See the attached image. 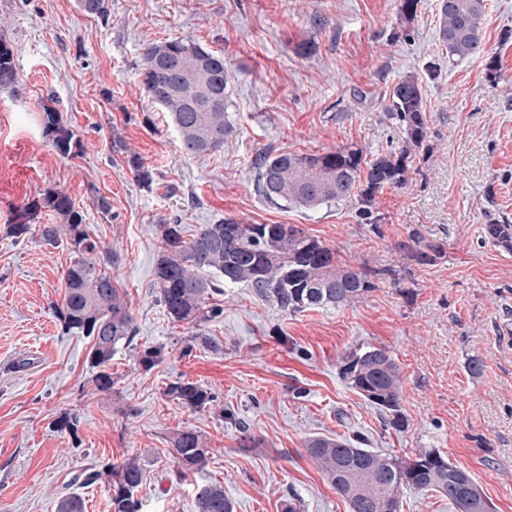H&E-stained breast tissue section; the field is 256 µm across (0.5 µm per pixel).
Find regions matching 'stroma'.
<instances>
[{
    "instance_id": "35a3bbf8",
    "label": "stroma",
    "mask_w": 512,
    "mask_h": 512,
    "mask_svg": "<svg viewBox=\"0 0 512 512\" xmlns=\"http://www.w3.org/2000/svg\"><path fill=\"white\" fill-rule=\"evenodd\" d=\"M110 17L77 0H0V36L15 50L18 93L0 92V512H54L77 492L85 512H110L107 484L74 475L138 455L145 512H195L197 487L220 483L234 512H349L306 452L310 438L360 437L402 458L435 449L469 472L494 512H512V250L484 236L488 216L512 220V0H487L485 52L449 63L438 40V0H421L402 35L398 0H109ZM193 38L223 54L233 132L220 151L186 155L169 115L145 99L144 48ZM315 41L304 57L298 46ZM495 70H488V60ZM442 69L426 78L428 62ZM424 79L429 138L409 160L405 187L378 194L381 221L361 223L356 200L308 210L256 191L267 151L322 154L398 147L386 116L394 82ZM81 139L74 157L43 133L42 105ZM154 175L143 187L129 154ZM65 191L91 239L111 247V273L138 332L118 346L111 395L93 394L89 338L65 333L53 307L73 257L66 246L14 242L15 206ZM109 212H101L97 198ZM231 217L293 224L329 246L340 264L371 271L372 291L334 307L290 313L242 285L215 295L224 312L203 324L220 350L185 353L187 328L157 300L159 227ZM437 246L427 265L403 243ZM385 347L401 367L405 426L341 375L362 344ZM163 351L144 369L139 353ZM480 374L468 370L470 360ZM184 378L211 389L203 411L164 394ZM77 418L76 431L59 417ZM212 448L206 469L174 475L167 448L181 428Z\"/></svg>"
}]
</instances>
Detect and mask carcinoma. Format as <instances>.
<instances>
[{"mask_svg": "<svg viewBox=\"0 0 512 512\" xmlns=\"http://www.w3.org/2000/svg\"><path fill=\"white\" fill-rule=\"evenodd\" d=\"M420 0H399L398 16L410 30ZM486 0H439V41L452 60H464L482 52V23ZM0 91L18 92L20 77L11 44L0 38ZM141 87L144 97L169 112L180 147L190 156L213 153L224 147L232 133L227 116L228 76L224 56L191 39L174 38L148 45L143 52ZM387 115L399 133L398 149L362 161L359 148L344 147L323 154L266 152L260 158L258 191L270 203L314 209L356 196L358 216L365 224L380 223L374 214L377 194L384 188L408 183V160L429 138L427 100L418 78H400L389 91ZM44 134L63 156H76L80 141L67 128L56 108L42 107ZM130 172L143 186L153 183V172L135 153L127 159ZM50 211L60 224H42ZM72 199L62 190L49 189L43 196L24 201L13 211L7 234L21 241L39 238L46 246L66 244L74 254L64 273L65 293L54 306L63 330L91 338L88 362L96 369L92 378L97 394L112 393V354L136 335L133 316L125 306L121 289L108 272L115 262L112 252L91 239ZM155 256L159 301L174 323L195 328L223 312L210 303L219 287L200 277L213 270L226 284H243L260 298L281 309L299 313L329 305L341 306L372 290L369 275L341 266L336 253L307 236L294 224H243L224 218L202 224L191 239H184L180 224L159 226ZM487 239L512 249V224L489 218ZM343 378L367 401L390 414L389 425L404 426L401 403L402 372L383 347L368 344L350 353ZM164 394L192 411L212 406L216 396L203 385L179 379ZM307 453L349 504L350 512H401L407 490L434 491L448 498L454 512H493L470 474L434 449H423L403 459L356 446L352 440L313 438ZM167 452L178 475L205 470L212 449L198 431L184 427L173 434ZM145 469L141 458L129 456L98 469L89 466L77 477L79 484H94L103 477L111 483L112 512H143L140 488ZM83 498L74 492L57 499L56 512H84ZM196 512H233L224 486L211 483L198 488Z\"/></svg>", "mask_w": 512, "mask_h": 512, "instance_id": "1", "label": "carcinoma"}]
</instances>
